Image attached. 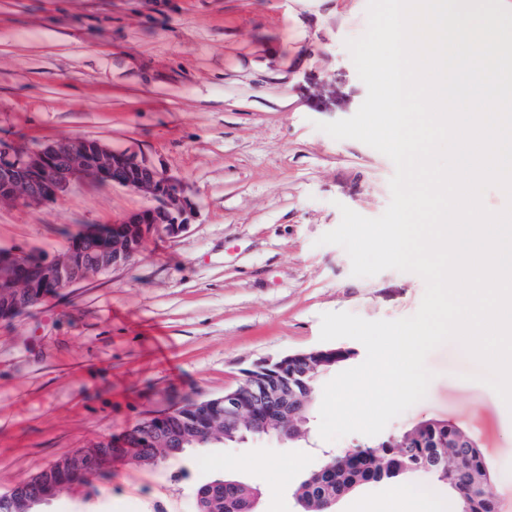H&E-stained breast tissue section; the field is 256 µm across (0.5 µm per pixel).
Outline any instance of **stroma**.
I'll return each mask as SVG.
<instances>
[{"instance_id": "stroma-1", "label": "stroma", "mask_w": 512, "mask_h": 512, "mask_svg": "<svg viewBox=\"0 0 512 512\" xmlns=\"http://www.w3.org/2000/svg\"><path fill=\"white\" fill-rule=\"evenodd\" d=\"M368 0H0V137L27 148L92 138L179 177L196 207L127 265L0 319V493L79 448L190 399L222 396L254 362L321 348V316L414 315L417 274H351L340 206L376 218L395 173L384 154L322 122L367 96L346 47ZM153 199L88 180L47 205H0V249L61 256L78 231ZM425 398L386 434L438 419L467 431L512 512V412L455 340L426 358ZM262 436L144 467L113 462L41 512H196V489L230 474L260 512H299L291 490L325 453L364 442Z\"/></svg>"}]
</instances>
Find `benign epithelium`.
Listing matches in <instances>:
<instances>
[{
    "label": "benign epithelium",
    "mask_w": 512,
    "mask_h": 512,
    "mask_svg": "<svg viewBox=\"0 0 512 512\" xmlns=\"http://www.w3.org/2000/svg\"><path fill=\"white\" fill-rule=\"evenodd\" d=\"M86 179L127 187L156 200L157 205L129 214L109 225L107 231L87 229L58 258L0 249V318L24 311L47 292L72 287L93 273L132 261L159 228L176 234L189 224L192 206L181 180L145 157L84 138L26 150L0 138V204L17 200L47 204ZM306 363L305 353L257 362L244 370L240 383L224 395L195 400L152 416L140 424V431L119 441V446L131 448L144 439L149 443L161 439L177 448L191 441L203 443L212 439L214 418L224 420V437L243 441L246 433L267 429L270 413L286 405L291 407L289 423L281 427L279 436L291 440L293 425L306 420L304 403L296 397V389L310 390L304 372ZM114 459L111 446L105 442L91 453L80 448L68 457L78 481L112 469ZM33 486V495L20 497L28 510L60 491L49 472L37 481L17 483L3 500L10 501L17 491Z\"/></svg>",
    "instance_id": "obj_1"
}]
</instances>
